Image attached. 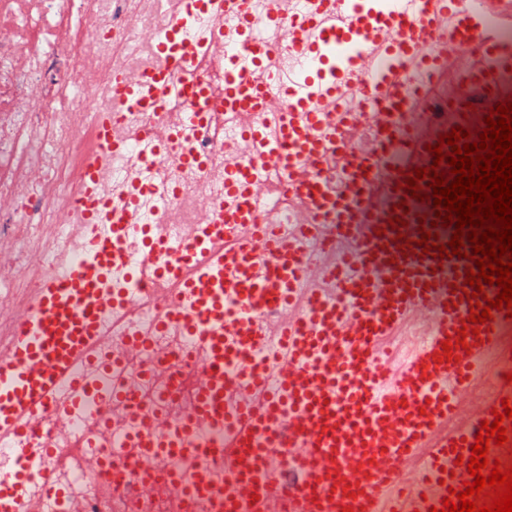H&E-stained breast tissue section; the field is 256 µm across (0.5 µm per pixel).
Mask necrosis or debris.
Here are the masks:
<instances>
[{"instance_id": "4bbe7bcc", "label": "necrosis or debris", "mask_w": 512, "mask_h": 512, "mask_svg": "<svg viewBox=\"0 0 512 512\" xmlns=\"http://www.w3.org/2000/svg\"><path fill=\"white\" fill-rule=\"evenodd\" d=\"M221 2L190 0L182 9L172 0H0V253L10 258L8 266H0V299L23 304L55 270L46 235L62 238L69 231L64 213L97 153L98 115L114 107L108 93L114 70L135 81L160 67L164 57L159 43L172 34L196 37L219 24L225 40L238 41L240 24L235 16L220 15ZM469 64L470 54L462 48L449 55L435 83L425 85L414 73L403 74L395 91L404 111L420 113L430 130L447 125L452 118L448 99L456 95L457 80ZM192 78L189 71L172 74L166 109L122 112L124 125L161 130L173 116L194 111V97L183 90ZM341 97L356 113L343 132V149L324 162L299 165L302 171L316 172L336 191L345 190L348 167L375 150V112L390 109L382 98L374 112L363 111V91L354 79L345 84ZM241 129L239 119L223 114L211 120L207 135L183 128L156 166L139 148H132L112 162L108 184L113 204H124L131 181L142 182L147 191L138 200L139 219L160 225L172 240H179L199 223L205 208L223 201L226 165L252 166L246 148L230 160L210 153L203 170L183 163V153L189 147L207 151L214 141L236 142ZM257 176L267 192L254 200V208L281 213L288 231L303 223L282 192L287 169L261 167ZM129 289L133 304L113 311L108 320L116 350L125 346L130 334H147L171 295L169 286L152 283L147 266ZM197 351L194 341L174 325L163 335L149 336L140 354L127 357L113 371V378L127 385L142 406L147 427L172 424L191 408ZM108 410L114 439L107 448L111 488H103L98 471L66 465L68 434L55 436L61 453L46 460L77 500L79 512H214L212 500L183 498L176 486L161 495L146 494L138 449L116 444L128 428L126 408L114 403Z\"/></svg>"}]
</instances>
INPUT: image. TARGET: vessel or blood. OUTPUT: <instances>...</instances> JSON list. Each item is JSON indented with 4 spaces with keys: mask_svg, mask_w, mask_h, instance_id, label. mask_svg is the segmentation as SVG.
<instances>
[{
    "mask_svg": "<svg viewBox=\"0 0 512 512\" xmlns=\"http://www.w3.org/2000/svg\"><path fill=\"white\" fill-rule=\"evenodd\" d=\"M247 0H224V11L241 16L243 38L234 45L217 32L193 40L167 38L161 50L169 68L181 69L202 55L224 62V95L200 101L196 125H207L214 112L249 116L273 113L277 136L273 145L255 141L261 165H294L301 158L319 160L340 140L336 102L353 62L387 58L382 68H365L366 94L391 92L397 70H427L438 63L419 56L411 41L394 45L367 29L363 13H343L342 0H321L316 16L293 17L288 38L297 56L313 69L283 87L269 91L271 77L262 70L275 49L259 33L260 22L247 15ZM496 24L485 23L481 8L465 10L461 0H397L386 25L422 34L440 54L466 46L479 60L465 81L485 91L487 105L502 95L500 74L512 67V47L503 44L501 26L512 27V0H493ZM165 72L137 84L114 77L111 92L135 108L156 112L162 107ZM378 152L359 162L353 172L355 197L327 194L318 178L298 180L297 195L312 224H335L357 241L342 256L341 268H323L329 291L305 296L299 316L283 317L277 330L286 358L268 374L255 360L265 343L262 329L250 315L253 303L280 309L295 297L299 241L312 224L298 225L292 236L281 235L275 222L260 217L251 200L263 190L252 174L228 169L224 202L189 229L181 247L164 232L142 241L140 262L152 265L157 281L172 284L178 304L161 314L154 329L177 320L184 335L202 346L193 408L167 435H149L132 422L124 440L141 448V461L157 456L172 463L164 483L148 480L155 494L163 485L179 486L186 496H220L224 512H241L240 504L258 495L263 512H276L289 501L293 512H430L450 491L469 480L465 461L471 456L481 422L503 399L512 400V382L497 379L482 398H474L476 366L503 346L502 330L512 327L505 311H493L482 336H467L466 345L446 353L441 343L457 336L466 323L473 299L465 282L467 259H433L423 253L420 221H434L431 203L406 199L403 190H388L383 208L368 202V173L384 164L391 180L417 167L431 166L426 144L437 134L419 133L416 114L381 112L375 117ZM101 150L86 170L71 199L79 220L73 224L70 248H58L65 271L48 277L26 304L0 312L11 335L0 343V453L22 438H51L67 430L95 388L84 367L111 371V339L105 312L131 303L118 288L113 270L125 260L120 245L133 231L132 205L112 207L102 175L113 156L133 144L150 145L162 156L163 134L145 128L130 131L114 112L104 113L98 128ZM407 226L388 227L393 217ZM411 245L400 248L397 235ZM175 250L173 264L153 266V257ZM421 318L427 340L399 369L379 341L407 322ZM453 416L465 418L457 432L441 427ZM97 440L81 437L77 450L85 465L105 469ZM290 447L288 464L297 481L279 484L268 472L279 464L272 451ZM226 461L216 476L206 457ZM60 505L69 492L54 471L33 460L0 467V512L15 504L32 480ZM234 491L221 495L219 480Z\"/></svg>",
    "mask_w": 512,
    "mask_h": 512,
    "instance_id": "vessel-or-blood-1",
    "label": "vessel or blood"
}]
</instances>
